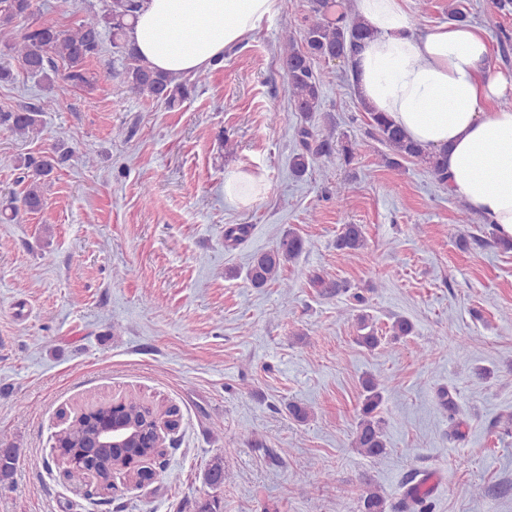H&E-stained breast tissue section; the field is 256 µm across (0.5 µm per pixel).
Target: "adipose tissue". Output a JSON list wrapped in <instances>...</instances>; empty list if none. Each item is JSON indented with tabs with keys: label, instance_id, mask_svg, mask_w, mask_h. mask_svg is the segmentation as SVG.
Here are the masks:
<instances>
[{
	"label": "adipose tissue",
	"instance_id": "adipose-tissue-1",
	"mask_svg": "<svg viewBox=\"0 0 512 512\" xmlns=\"http://www.w3.org/2000/svg\"><path fill=\"white\" fill-rule=\"evenodd\" d=\"M407 0H354L373 36L351 61L357 96L408 138L444 153L447 189L512 240V73H490L492 46L474 24L415 34ZM279 0H148L132 42L153 69L183 76L222 61Z\"/></svg>",
	"mask_w": 512,
	"mask_h": 512
}]
</instances>
